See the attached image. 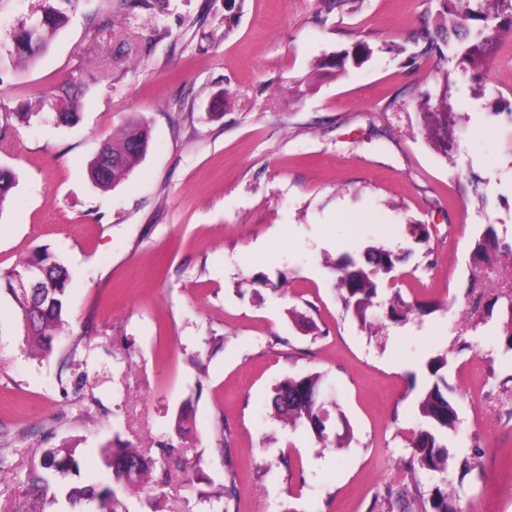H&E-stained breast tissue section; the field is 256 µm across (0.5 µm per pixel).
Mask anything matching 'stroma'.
<instances>
[{"instance_id":"obj_1","label":"stroma","mask_w":512,"mask_h":512,"mask_svg":"<svg viewBox=\"0 0 512 512\" xmlns=\"http://www.w3.org/2000/svg\"><path fill=\"white\" fill-rule=\"evenodd\" d=\"M57 4L0 0V166L18 175L0 207V507L27 449L76 443L92 458L79 482L98 484V450L119 442L173 444L162 512H388L410 482L424 364L444 355L457 512H512V351L490 285L512 279V255L471 256L486 225L512 241V39L485 42L476 70L454 38L422 53L442 0H74L47 51L9 58L12 33ZM360 44L362 64L319 68ZM90 73L77 123H57L50 91ZM443 94L446 155L424 123ZM134 114L148 151L99 190L88 164ZM369 245L406 254L393 290L432 313L364 326L346 310L325 260ZM44 249L71 276L46 355L3 281ZM307 372L325 375L350 447L272 417L273 387Z\"/></svg>"}]
</instances>
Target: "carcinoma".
Wrapping results in <instances>:
<instances>
[{"label": "carcinoma", "mask_w": 512, "mask_h": 512, "mask_svg": "<svg viewBox=\"0 0 512 512\" xmlns=\"http://www.w3.org/2000/svg\"><path fill=\"white\" fill-rule=\"evenodd\" d=\"M448 15L446 33L460 39L469 38L465 21L473 14L484 20L494 21L506 12L512 13V0H444ZM66 19L59 8H50L43 15V22L36 32L29 33L21 27L12 36L9 56L18 59H34L45 51L49 34L56 31ZM87 88L83 81L67 82L54 90L58 100L77 99ZM441 110L426 112V127L435 145L448 153L452 149L448 132L454 124L453 113L448 111L446 97H441ZM149 143V126L140 117H131L121 133L105 141L90 162L89 172L95 186L109 189L121 180L141 161ZM16 185L15 174L0 168V205ZM500 252L512 254V244L499 237L495 228L487 226L475 239L472 258L479 264H490ZM402 261L399 255L382 247H367L361 258L343 254L325 261L336 274V286L346 308L361 320L370 322L372 309L387 306V317L392 321H405L408 315L419 317L431 313L430 303L404 302L399 295L388 299L381 296V281L395 271ZM48 268L49 286L37 294L29 295L12 288V277L33 263ZM67 269L49 253H36L18 262L5 275L7 286L17 304L27 328L32 346L42 352L52 348V342L65 329L67 313ZM448 358L438 355L426 363L431 385L419 396L417 407L423 425L410 440L408 470L414 492L402 488L388 491V496L403 502L413 498L421 512H457L453 507L454 491L448 490V482L424 483L421 477L443 476L448 473V435L457 431L459 415L456 402L447 394V382L443 370ZM326 388L320 373L288 376L274 388L271 397L273 416L294 429L303 428L311 433L325 448H347L353 439L351 426L336 436L328 429L324 414L341 411L338 401L326 405L320 396ZM173 449H160L155 459L131 445L107 443L99 448V457L109 475V481L100 485H78L68 481L80 473L82 449L75 446L31 451L28 473L19 481L17 497L9 512H50L65 501L76 509L85 504H96L95 512H126L123 498L140 490L151 493L150 502L157 503L166 496L169 466Z\"/></svg>", "instance_id": "obj_1"}]
</instances>
